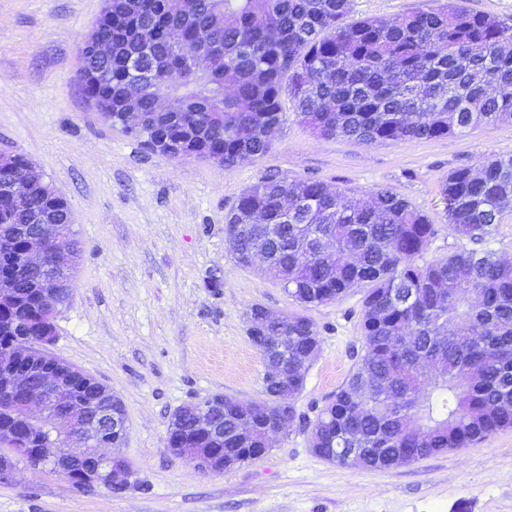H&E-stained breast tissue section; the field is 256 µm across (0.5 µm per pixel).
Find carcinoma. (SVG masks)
<instances>
[{"label": "carcinoma", "instance_id": "cac0c4a2", "mask_svg": "<svg viewBox=\"0 0 512 512\" xmlns=\"http://www.w3.org/2000/svg\"><path fill=\"white\" fill-rule=\"evenodd\" d=\"M351 0H112V61L92 60L80 79L108 105L129 76L137 30L155 32L150 52L137 61L148 90L140 108L155 111L153 96L177 75L180 106L165 127L133 136L149 145L163 134L176 158L185 127H193L197 157L216 155L230 167L266 154L269 131L283 120L288 88L301 123L323 138L374 144L427 140L465 129L512 121V27L490 14L471 12L457 0H422L415 11L391 20L343 25ZM179 26L200 44L195 65L175 53L166 31ZM28 159L18 154L0 184L22 181ZM448 232L480 243L512 205V155L483 158L477 169L457 168L442 183ZM321 180L264 177L238 198L225 221V243L237 264L263 240L265 226L278 239L272 263L277 283L298 306L330 303L362 293L361 351L353 368L311 421L296 398L317 357L321 339L300 312L270 321L260 352L288 341V384L263 387L265 399L224 397V439L200 437L188 406L167 428L170 441L222 448L238 466L265 455L236 432L241 410L277 412L288 404V426L310 430L313 452L345 468L385 469L451 448H467L512 427V262L492 249H460L420 261L435 235L428 216L387 188L369 192ZM292 206L282 209L283 197ZM51 210L65 220L66 198L49 183L30 189L22 203L0 201V237L31 215ZM259 214L265 225L251 223ZM41 274L0 254V279L11 295L0 303V349L20 336H39L49 322L35 319ZM93 391L73 375L58 404ZM3 442L15 458L37 456L53 464L49 429L17 420L0 399ZM356 452H351V449Z\"/></svg>", "mask_w": 512, "mask_h": 512}]
</instances>
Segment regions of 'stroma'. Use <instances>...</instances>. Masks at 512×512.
Instances as JSON below:
<instances>
[{"label": "stroma", "mask_w": 512, "mask_h": 512, "mask_svg": "<svg viewBox=\"0 0 512 512\" xmlns=\"http://www.w3.org/2000/svg\"><path fill=\"white\" fill-rule=\"evenodd\" d=\"M101 8L102 0H0V153L25 155L70 204L79 264L50 351L122 399L131 487L84 492L20 463L0 478V512H512V428L379 470L321 459L298 427L220 474L166 445L182 405L214 394L264 399V362L245 313L255 304L295 309L226 247L225 217L246 188L269 174L388 188L434 224L432 260L472 246L448 232L443 179L512 155V123L368 145L316 137L290 111L265 155L233 167L168 158L104 123L79 91V47ZM360 313L357 293L307 309L321 349L296 398L306 417L347 378Z\"/></svg>", "instance_id": "35a3bbf8"}]
</instances>
